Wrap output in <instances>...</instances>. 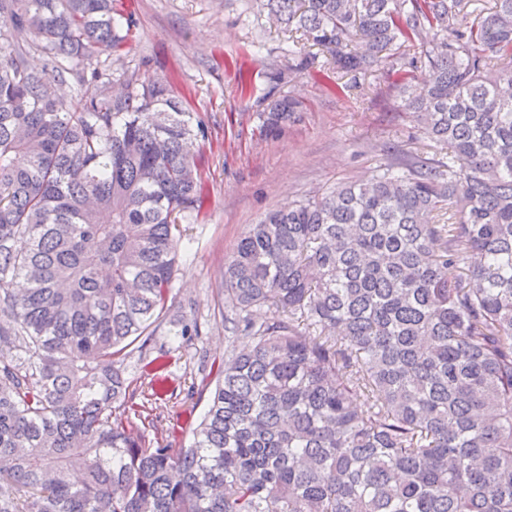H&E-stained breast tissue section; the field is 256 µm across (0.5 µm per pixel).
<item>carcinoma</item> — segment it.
I'll list each match as a JSON object with an SVG mask.
<instances>
[{
	"label": "carcinoma",
	"mask_w": 512,
	"mask_h": 512,
	"mask_svg": "<svg viewBox=\"0 0 512 512\" xmlns=\"http://www.w3.org/2000/svg\"><path fill=\"white\" fill-rule=\"evenodd\" d=\"M113 2L0 0V512H512V0H262L301 33L288 71L396 75L448 159L248 225L224 265L240 335L182 448L128 420L125 360L167 305L206 134L164 78L56 94L124 45ZM266 79L271 133L299 101ZM164 369L143 365L161 393Z\"/></svg>",
	"instance_id": "obj_1"
}]
</instances>
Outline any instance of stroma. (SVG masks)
Listing matches in <instances>:
<instances>
[{
	"mask_svg": "<svg viewBox=\"0 0 512 512\" xmlns=\"http://www.w3.org/2000/svg\"><path fill=\"white\" fill-rule=\"evenodd\" d=\"M130 20L122 51L93 56L85 72H99L114 91L124 76L169 78L207 138L198 175L204 204L180 224L179 271L156 343L169 357L174 392L153 396L137 356L126 362L135 401L150 412V432L178 448L187 444L214 385L206 364L221 362L232 327L224 323V262L247 225L269 210L368 177L385 162L387 147L435 157L413 114L394 109L397 91L385 73L337 91L312 73L292 75L283 92L302 107L277 135L256 117L265 72L287 66V33L259 0H118ZM192 310L201 336H182L181 313Z\"/></svg>",
	"mask_w": 512,
	"mask_h": 512,
	"instance_id": "obj_1",
	"label": "stroma"
}]
</instances>
